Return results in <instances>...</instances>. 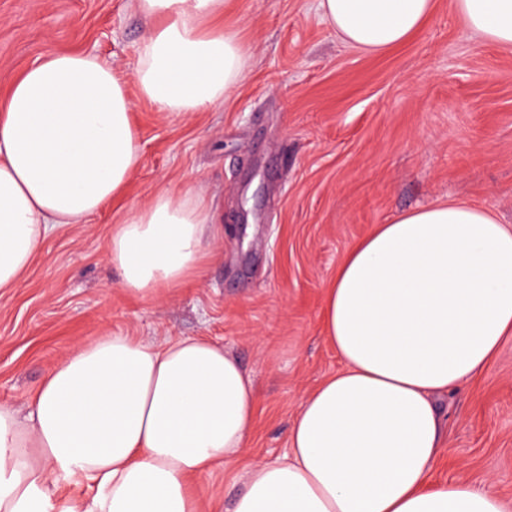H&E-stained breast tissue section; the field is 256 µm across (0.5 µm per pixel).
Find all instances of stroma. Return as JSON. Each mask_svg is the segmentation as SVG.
<instances>
[{
  "label": "stroma",
  "instance_id": "35a3bbf8",
  "mask_svg": "<svg viewBox=\"0 0 512 512\" xmlns=\"http://www.w3.org/2000/svg\"><path fill=\"white\" fill-rule=\"evenodd\" d=\"M318 0H233L226 24L253 50L222 106L188 117L134 101L142 155L121 200L49 238L0 291V402L26 411L45 372L107 334L223 344L257 389L246 456L288 446L299 403L342 364L324 338L326 289L377 225L460 200L512 225V49L472 33L448 0L396 49L337 40ZM144 30L135 0H0V96L49 53L132 71ZM199 190L222 215L203 276L130 297L105 260L113 224L162 191ZM435 479L493 478L512 504V338L484 375L444 401Z\"/></svg>",
  "mask_w": 512,
  "mask_h": 512
}]
</instances>
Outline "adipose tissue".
<instances>
[{"label": "adipose tissue", "instance_id": "1", "mask_svg": "<svg viewBox=\"0 0 512 512\" xmlns=\"http://www.w3.org/2000/svg\"><path fill=\"white\" fill-rule=\"evenodd\" d=\"M232 0H136L146 20L131 75L54 53L0 109V290L60 226L86 224L141 159L133 95L188 116L228 101L253 54L208 28ZM476 35L512 48V0H449ZM434 0H319L346 45L405 43ZM222 228L198 192H160L115 224L106 260L128 294L197 279ZM326 339L343 367L304 398L277 460H254L231 508L196 478L239 461L257 395L205 337L104 335L63 356L26 416L0 403V512H506L493 481L438 483V399L479 378L512 337V225L465 201L403 213L346 254L326 290ZM75 486L63 496L60 483Z\"/></svg>", "mask_w": 512, "mask_h": 512}]
</instances>
